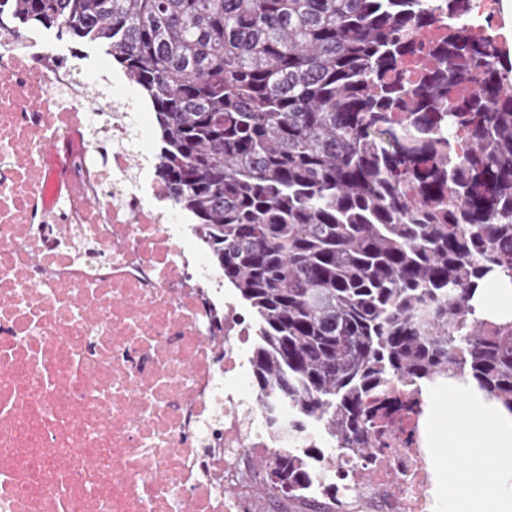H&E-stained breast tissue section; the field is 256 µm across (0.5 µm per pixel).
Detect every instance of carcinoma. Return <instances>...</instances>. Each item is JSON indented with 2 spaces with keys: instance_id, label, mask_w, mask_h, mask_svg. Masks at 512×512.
<instances>
[{
  "instance_id": "carcinoma-1",
  "label": "carcinoma",
  "mask_w": 512,
  "mask_h": 512,
  "mask_svg": "<svg viewBox=\"0 0 512 512\" xmlns=\"http://www.w3.org/2000/svg\"><path fill=\"white\" fill-rule=\"evenodd\" d=\"M3 4L148 97L171 199L254 318L258 403L321 423L331 467L374 448L390 382L470 377L512 410V320L472 305L512 281V54L461 21L423 43L469 0ZM272 482L301 493L304 457Z\"/></svg>"
}]
</instances>
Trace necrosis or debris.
<instances>
[{"instance_id":"necrosis-or-debris-1","label":"necrosis or debris","mask_w":512,"mask_h":512,"mask_svg":"<svg viewBox=\"0 0 512 512\" xmlns=\"http://www.w3.org/2000/svg\"><path fill=\"white\" fill-rule=\"evenodd\" d=\"M99 81L0 28V512H435L416 391L388 386L403 407L353 482L317 427L257 406L250 327L150 160L147 101ZM307 448L303 494L274 490Z\"/></svg>"}]
</instances>
